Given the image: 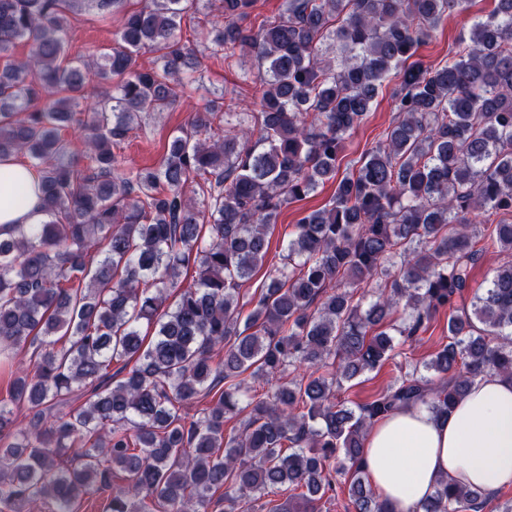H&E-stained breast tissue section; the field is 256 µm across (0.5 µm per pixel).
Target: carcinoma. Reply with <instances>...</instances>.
<instances>
[{
  "instance_id": "cac0c4a2",
  "label": "carcinoma",
  "mask_w": 512,
  "mask_h": 512,
  "mask_svg": "<svg viewBox=\"0 0 512 512\" xmlns=\"http://www.w3.org/2000/svg\"><path fill=\"white\" fill-rule=\"evenodd\" d=\"M205 50L256 54L260 109L215 103L173 136L159 168L119 170L114 147L174 84L195 82L199 50L181 42L197 0H0V157L40 174L45 221L0 239V361L28 343L0 400V505L48 499L76 512L108 493L105 512H317L336 485L352 512H386L361 464L368 428L401 407L449 415L485 373L512 378V262L471 308L486 240L512 252V0H495L442 65L412 60L470 0H287L258 31L255 0H218ZM121 13L115 45L63 63L71 20ZM26 59H13L18 41ZM332 40L336 58L323 54ZM157 54L153 67L139 63ZM392 125L339 173L342 144L391 71ZM100 95L85 105L86 87ZM79 124L76 154L64 131ZM329 180V206L296 224L282 266L241 319L240 287L268 252L282 208ZM198 276L180 287L182 269ZM181 288L172 305L168 291ZM377 290L362 307L359 288ZM450 308L448 343L376 399L348 407L343 382L402 354ZM403 311L400 324L387 318ZM154 328L151 339L140 325ZM118 364L112 371V364ZM261 396H245L248 380ZM223 385L195 416L183 406ZM79 394L81 406L47 408ZM34 411L18 422L17 411ZM246 414L237 432L224 421ZM219 498L214 495L219 490ZM292 492L288 504L273 497ZM486 492L443 480L416 512H484Z\"/></svg>"
}]
</instances>
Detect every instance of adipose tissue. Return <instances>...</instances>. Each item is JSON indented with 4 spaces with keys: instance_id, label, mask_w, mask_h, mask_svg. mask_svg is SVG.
<instances>
[{
    "instance_id": "obj_1",
    "label": "adipose tissue",
    "mask_w": 512,
    "mask_h": 512,
    "mask_svg": "<svg viewBox=\"0 0 512 512\" xmlns=\"http://www.w3.org/2000/svg\"><path fill=\"white\" fill-rule=\"evenodd\" d=\"M0 184V231L43 222L34 169L0 158ZM364 466L388 512H416L444 478L483 491L512 486V380L479 376L446 418L419 405L393 412L369 429Z\"/></svg>"
}]
</instances>
